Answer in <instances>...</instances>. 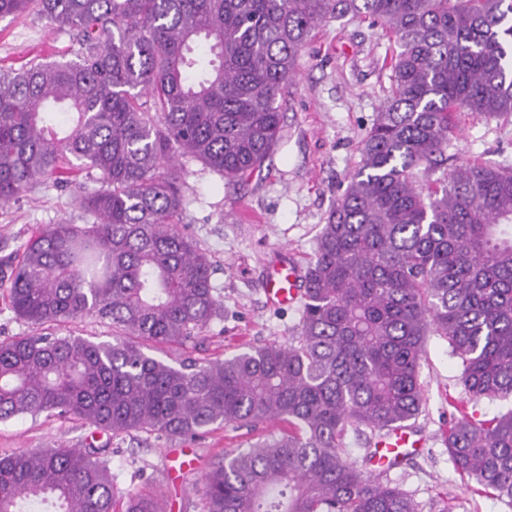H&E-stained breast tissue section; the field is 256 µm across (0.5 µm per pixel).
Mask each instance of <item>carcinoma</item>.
<instances>
[{"label":"carcinoma","mask_w":512,"mask_h":512,"mask_svg":"<svg viewBox=\"0 0 512 512\" xmlns=\"http://www.w3.org/2000/svg\"><path fill=\"white\" fill-rule=\"evenodd\" d=\"M68 30L76 59L0 70V205L78 173L90 224H45L0 269L17 316L0 340V422L77 417L114 435L260 437L202 478L204 512H418L349 460L345 438L416 419L427 337L448 397V459L512 508V164L444 168L457 113L512 115V0H0ZM352 15L393 37L390 87L303 272L298 335L198 361L224 316L207 255L175 222L190 157L239 182L281 139L312 31ZM94 316L114 340L56 331ZM163 350V356L150 352ZM102 449L0 455V512H114ZM125 512H161L128 495Z\"/></svg>","instance_id":"obj_1"}]
</instances>
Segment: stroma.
<instances>
[{"label": "stroma", "mask_w": 512, "mask_h": 512, "mask_svg": "<svg viewBox=\"0 0 512 512\" xmlns=\"http://www.w3.org/2000/svg\"><path fill=\"white\" fill-rule=\"evenodd\" d=\"M395 42L369 22L349 16L318 26L300 62L296 84L283 104L282 137L261 170L242 183L225 180L194 159L183 160L180 223L213 264L212 282L224 301L223 318L212 321L192 345L193 357H222L270 341L285 342L299 328V308H276L263 288L271 257L306 266L325 218L344 191L390 86L388 61ZM77 45L69 32L34 14L0 17V67L19 69L32 59L69 60ZM460 158L512 162V116L486 119L462 113L451 148ZM91 218L71 203L70 187L53 183L0 207V262L17 256L38 225ZM460 367L448 343L427 340L421 380L426 403L414 425L427 448L383 475L418 504L437 512L439 494L454 495V512H512L497 500L474 495L448 460L443 430L449 398L464 399ZM247 429L219 427L201 436L168 437L130 432L118 436L76 419L18 417L0 423V454L33 451L49 444L105 449L112 461L117 508L129 492L160 500L164 512H203L198 492L203 472L225 450L243 448ZM172 448L187 449L197 464L178 468Z\"/></svg>", "instance_id": "1"}]
</instances>
